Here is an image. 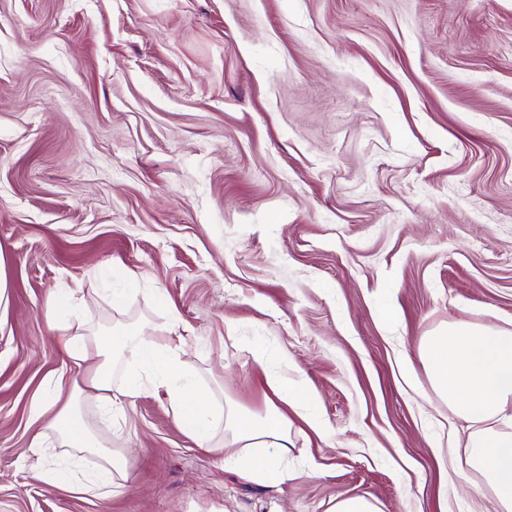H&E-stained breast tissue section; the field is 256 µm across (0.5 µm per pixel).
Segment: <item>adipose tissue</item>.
<instances>
[{"label": "adipose tissue", "mask_w": 512, "mask_h": 512, "mask_svg": "<svg viewBox=\"0 0 512 512\" xmlns=\"http://www.w3.org/2000/svg\"><path fill=\"white\" fill-rule=\"evenodd\" d=\"M56 343L65 358L83 368V382L93 390L105 416H117L124 400L134 399L145 390L164 391L175 420L202 447L212 448L215 433L223 432L221 450L225 460L240 465L254 479L282 482L280 462L288 454L291 428L286 411L298 406L302 386L271 375L272 361L266 349L255 348L252 357L268 371L267 385L276 400L264 413L248 414L217 405L187 372L178 347L167 338L139 341L118 331L103 342L76 333L58 337ZM131 346L136 349V362L125 369L122 378H115V365ZM418 351L434 391L454 414L478 424V431L469 434L467 440L471 465L487 479L497 512H512V431L489 425L512 405V332L452 321L441 333L424 337ZM65 381V372L53 373L52 396L36 399L31 412L38 418L51 415L59 445L80 473L82 493L121 494L126 479L125 458L90 430L76 407H57L56 394Z\"/></svg>", "instance_id": "ef3b65f1"}]
</instances>
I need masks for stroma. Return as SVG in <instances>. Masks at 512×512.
<instances>
[{"label": "stroma", "mask_w": 512, "mask_h": 512, "mask_svg": "<svg viewBox=\"0 0 512 512\" xmlns=\"http://www.w3.org/2000/svg\"><path fill=\"white\" fill-rule=\"evenodd\" d=\"M0 256V512H467L492 492L418 345L512 331V0H0ZM77 324L178 338L259 413L264 347L328 437L295 421L272 485L164 391L83 399L128 488L47 481L30 407Z\"/></svg>", "instance_id": "stroma-1"}]
</instances>
